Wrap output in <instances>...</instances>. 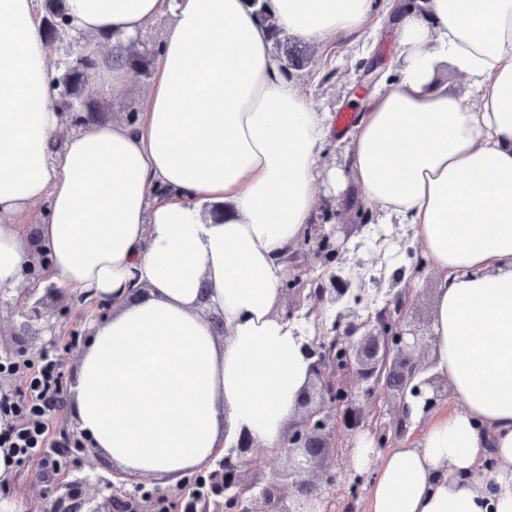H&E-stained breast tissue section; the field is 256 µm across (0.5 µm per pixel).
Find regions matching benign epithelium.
I'll list each match as a JSON object with an SVG mask.
<instances>
[{
  "label": "benign epithelium",
  "instance_id": "1",
  "mask_svg": "<svg viewBox=\"0 0 512 512\" xmlns=\"http://www.w3.org/2000/svg\"><path fill=\"white\" fill-rule=\"evenodd\" d=\"M66 116L68 126L56 140L58 147L86 119L79 106ZM305 243L318 257L347 252L346 242L336 243V228L328 230L323 224L308 225ZM290 269L295 287L287 289L289 309L305 300L313 311L324 303L341 306L331 333L305 338L316 392L304 391L302 411L288 423L282 442L272 451L281 461L278 478H266L269 459L251 451L255 439L243 432L207 472L209 491L198 498V512H330L324 491L336 485V457L348 447V440L367 430L377 446L385 447L407 431V397L423 400L424 408L432 411L448 395L447 384L423 376L418 351L426 346V337L405 324L410 289L397 291L377 313L366 314L359 308L360 299L343 302L352 282L341 270L331 272L325 283L303 279L297 265ZM24 276L31 287L17 302L0 292V305L14 304L21 319L19 331L12 332L15 345L0 346L8 356L27 355L29 337L54 336L60 327L59 315L46 302L59 289L51 285L40 297L35 285L46 279L44 270L33 266ZM382 396L394 399L387 409L379 405ZM192 484L190 479L183 482L174 496L158 488L145 492L147 512H175ZM85 506L86 500L76 493L65 502L54 501L50 512H82Z\"/></svg>",
  "mask_w": 512,
  "mask_h": 512
}]
</instances>
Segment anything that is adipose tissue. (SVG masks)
<instances>
[{
	"mask_svg": "<svg viewBox=\"0 0 512 512\" xmlns=\"http://www.w3.org/2000/svg\"><path fill=\"white\" fill-rule=\"evenodd\" d=\"M42 0H0V290L32 260L94 319L65 397L79 430L130 476L175 483L241 432L277 447L311 380L276 312L282 258L319 187L355 183L384 226L409 225L437 271L433 373L454 402L408 399L417 445L376 466L370 512H512V0H427L395 23L399 79L361 113L344 165L247 0H66L72 27L124 45L174 21L134 123L100 116L52 142ZM283 31L322 43L363 30L374 0H266ZM470 93L437 87L441 65ZM208 207L224 209L217 223ZM33 212L34 225L15 217ZM221 316L216 333L212 316ZM493 455L494 470L480 461Z\"/></svg>",
	"mask_w": 512,
	"mask_h": 512,
	"instance_id": "ef3b65f1",
	"label": "adipose tissue"
}]
</instances>
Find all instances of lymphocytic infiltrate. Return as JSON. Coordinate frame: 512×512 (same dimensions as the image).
Returning <instances> with one entry per match:
<instances>
[{
  "label": "lymphocytic infiltrate",
  "mask_w": 512,
  "mask_h": 512,
  "mask_svg": "<svg viewBox=\"0 0 512 512\" xmlns=\"http://www.w3.org/2000/svg\"><path fill=\"white\" fill-rule=\"evenodd\" d=\"M13 378L12 392L0 393V448L9 449L17 462L35 460L47 489H54L67 455V441L52 438L49 418L63 393V377L54 351L38 361L0 357V376Z\"/></svg>",
  "instance_id": "f902f5d3"
}]
</instances>
